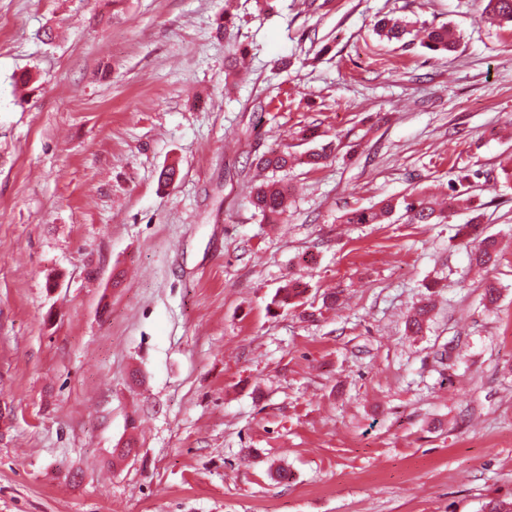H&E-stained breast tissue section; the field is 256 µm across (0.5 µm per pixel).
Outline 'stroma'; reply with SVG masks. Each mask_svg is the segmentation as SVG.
Segmentation results:
<instances>
[{
  "instance_id": "1",
  "label": "stroma",
  "mask_w": 512,
  "mask_h": 512,
  "mask_svg": "<svg viewBox=\"0 0 512 512\" xmlns=\"http://www.w3.org/2000/svg\"><path fill=\"white\" fill-rule=\"evenodd\" d=\"M483 7L0 0V512L512 496V25ZM385 17L410 34L380 38ZM440 25L453 51L421 47ZM306 129L332 148L315 167ZM282 146L288 210L265 224L254 160ZM461 179L472 211L446 223L343 221ZM467 223L498 235L496 266L470 270ZM291 281L340 307L273 305Z\"/></svg>"
}]
</instances>
